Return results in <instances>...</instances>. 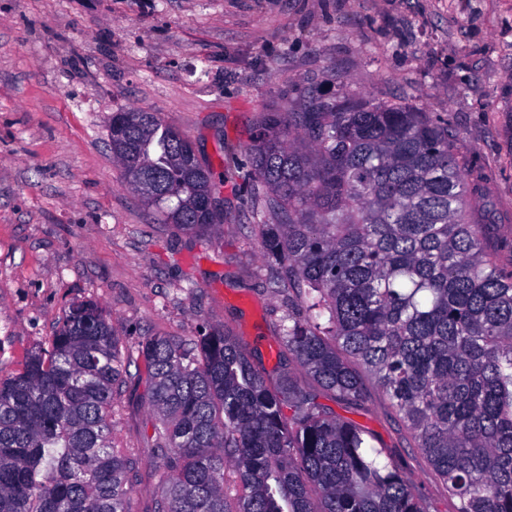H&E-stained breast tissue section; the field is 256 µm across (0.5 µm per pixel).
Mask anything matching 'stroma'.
Segmentation results:
<instances>
[{
	"mask_svg": "<svg viewBox=\"0 0 512 512\" xmlns=\"http://www.w3.org/2000/svg\"><path fill=\"white\" fill-rule=\"evenodd\" d=\"M306 89L448 123L465 176L482 179L476 209L512 240V0H0V377L73 304L105 309L133 354L112 416L119 446L138 452L132 512H151L163 472L144 443L139 344L222 325L270 370L288 299L270 288L233 183L223 237L160 223L112 159V114L157 113L231 172L262 114L295 109ZM323 403L375 435L430 512H453L378 391Z\"/></svg>",
	"mask_w": 512,
	"mask_h": 512,
	"instance_id": "stroma-1",
	"label": "stroma"
}]
</instances>
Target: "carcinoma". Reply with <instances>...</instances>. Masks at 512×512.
<instances>
[{
  "instance_id": "cac0c4a2",
  "label": "carcinoma",
  "mask_w": 512,
  "mask_h": 512,
  "mask_svg": "<svg viewBox=\"0 0 512 512\" xmlns=\"http://www.w3.org/2000/svg\"><path fill=\"white\" fill-rule=\"evenodd\" d=\"M130 188L154 185L162 221L196 237L224 172L153 112L112 115ZM244 200L294 310L281 344L316 384L271 378L239 339L149 336L147 447L163 461L153 512H429L400 464L320 402L371 382L426 458L454 512H512V265L470 215L448 125L401 103L307 92L268 112L246 148ZM120 339L93 301L70 307L49 346L0 378V512H131L132 448L114 441Z\"/></svg>"
}]
</instances>
